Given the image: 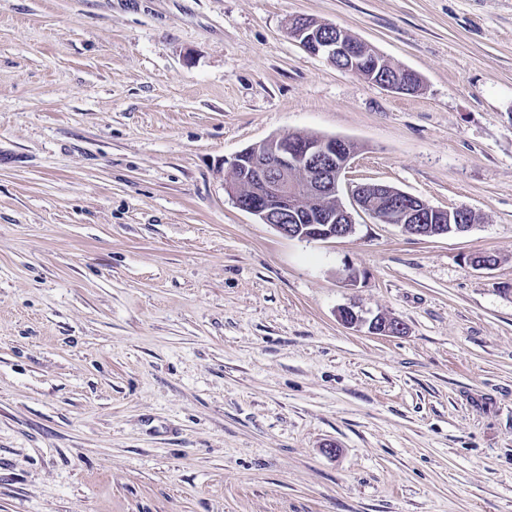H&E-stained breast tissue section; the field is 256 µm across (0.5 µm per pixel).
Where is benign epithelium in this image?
<instances>
[{"mask_svg":"<svg viewBox=\"0 0 512 512\" xmlns=\"http://www.w3.org/2000/svg\"><path fill=\"white\" fill-rule=\"evenodd\" d=\"M288 36L308 53L324 57L340 70L354 71L382 89L397 94L418 91L403 80L409 69L391 66L381 55L367 52L366 44L345 29L325 37L320 27L307 26L297 16L288 24ZM355 154L351 141L341 137L274 136L227 161L235 174L227 191L237 208L285 237L306 241L344 238L354 233L353 213L343 205L332 209L324 200L339 197ZM351 196L357 210L416 236L464 232L472 227L466 222L470 210L460 207L445 210L448 223L434 228L430 222L437 208L388 185L361 184L351 190ZM339 317L348 326L367 322L375 334L392 335L401 327L400 322L381 316L369 321L349 308L342 309Z\"/></svg>","mask_w":512,"mask_h":512,"instance_id":"obj_1","label":"benign epithelium"}]
</instances>
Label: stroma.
<instances>
[{
    "instance_id": "35a3bbf8",
    "label": "stroma",
    "mask_w": 512,
    "mask_h": 512,
    "mask_svg": "<svg viewBox=\"0 0 512 512\" xmlns=\"http://www.w3.org/2000/svg\"><path fill=\"white\" fill-rule=\"evenodd\" d=\"M292 133L477 220L284 237L226 161ZM0 512H512V0H0ZM332 37H324L318 25L307 26L300 17H294L288 24V36L299 43L308 53L322 56L337 69L354 71L367 81L382 89L397 94L416 92L418 87L409 85L402 77L413 71L393 66L381 55L367 52L366 44L345 29L334 26ZM387 66L394 75H386Z\"/></svg>"
}]
</instances>
